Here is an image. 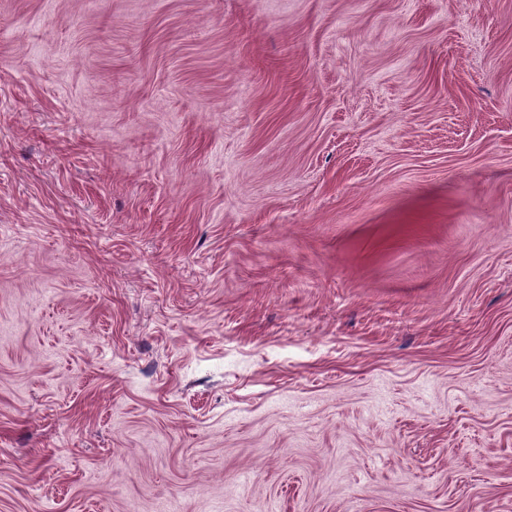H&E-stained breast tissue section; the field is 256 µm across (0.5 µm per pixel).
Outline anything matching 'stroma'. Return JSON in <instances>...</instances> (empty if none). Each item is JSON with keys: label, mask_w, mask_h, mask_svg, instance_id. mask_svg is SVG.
Returning <instances> with one entry per match:
<instances>
[{"label": "stroma", "mask_w": 512, "mask_h": 512, "mask_svg": "<svg viewBox=\"0 0 512 512\" xmlns=\"http://www.w3.org/2000/svg\"><path fill=\"white\" fill-rule=\"evenodd\" d=\"M0 512H512V0H0Z\"/></svg>", "instance_id": "1"}]
</instances>
